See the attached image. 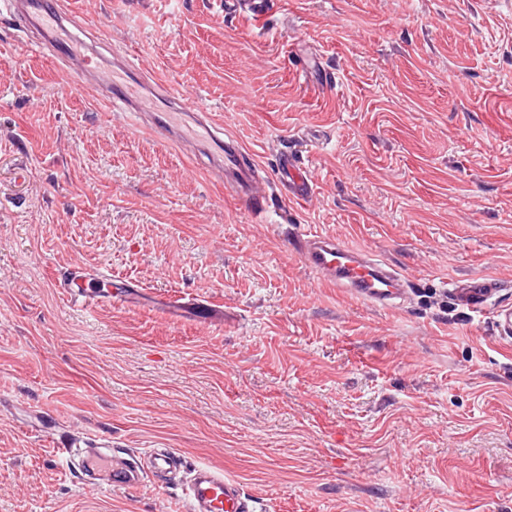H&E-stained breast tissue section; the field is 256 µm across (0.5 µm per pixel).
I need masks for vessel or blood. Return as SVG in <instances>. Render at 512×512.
I'll return each mask as SVG.
<instances>
[{
  "instance_id": "vessel-or-blood-1",
  "label": "vessel or blood",
  "mask_w": 512,
  "mask_h": 512,
  "mask_svg": "<svg viewBox=\"0 0 512 512\" xmlns=\"http://www.w3.org/2000/svg\"><path fill=\"white\" fill-rule=\"evenodd\" d=\"M14 3L18 7V16L40 30L44 38L42 47L48 50L50 56L80 57L81 78L100 76V67L93 56L80 54L75 39L61 38L64 14L53 6L51 0H14ZM105 88L106 100L113 107H139L140 98L133 88L117 85L112 80L106 81ZM178 112L185 116H197L196 127L189 130L173 120H160L155 129L166 139L186 142L193 131L211 135L221 128L212 114L206 113L203 107L194 102L179 100ZM279 170L283 181L288 185L289 199L299 202L310 199L313 193L312 182L299 167L295 154H283ZM298 252L305 266L320 280L351 292L369 305L395 309L406 294V281L397 269L336 237L324 234L299 235ZM57 283L73 301L89 308L106 302L110 297L124 304L132 303L139 297L138 289L130 285L112 289L111 275L99 268L72 266L59 275ZM500 286V280L495 278L457 281L452 283L450 293L457 304L472 313H492L498 334L508 338L512 336V307L493 308L489 305L490 299L497 294ZM79 448L86 451L81 460L82 466H96L98 471L103 472L107 487H125L141 482L142 469L135 466H112L110 449L99 443L89 442L86 437L73 435L57 442L56 453L68 460ZM185 496L190 512H258L256 501L237 480L207 464L193 466L186 484Z\"/></svg>"
}]
</instances>
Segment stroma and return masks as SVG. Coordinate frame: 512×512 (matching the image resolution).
<instances>
[{"instance_id": "1", "label": "stroma", "mask_w": 512, "mask_h": 512, "mask_svg": "<svg viewBox=\"0 0 512 512\" xmlns=\"http://www.w3.org/2000/svg\"><path fill=\"white\" fill-rule=\"evenodd\" d=\"M59 3L151 108L42 62L0 0V512H187L199 463L261 512H512V340L449 292L495 275L512 306V0ZM180 97L255 153L262 217L202 144L153 130ZM305 233L402 271L403 307L322 282ZM75 264L148 304L68 301ZM197 296L223 325L164 307ZM73 433L184 462L160 489H95L54 453ZM103 84H105L107 90L105 99L114 108L131 107L133 109L135 107L138 110L140 109L141 98L133 88L126 85L117 86L114 79L103 80ZM279 170L284 182L288 184V199L304 202L310 199L313 186L310 178L298 165V159L293 152L282 155Z\"/></svg>"}]
</instances>
